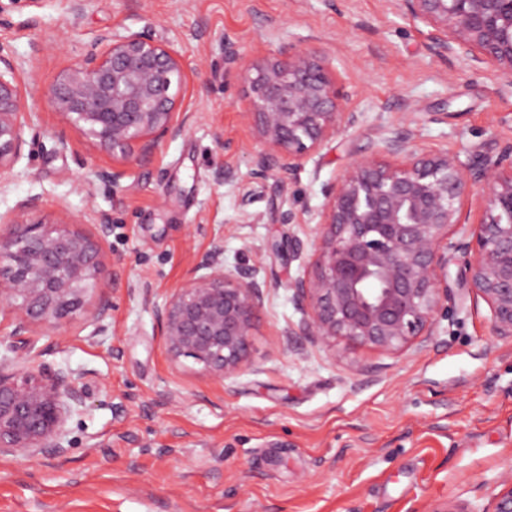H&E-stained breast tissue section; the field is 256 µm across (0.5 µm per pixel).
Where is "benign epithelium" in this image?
<instances>
[{
  "label": "benign epithelium",
  "mask_w": 512,
  "mask_h": 512,
  "mask_svg": "<svg viewBox=\"0 0 512 512\" xmlns=\"http://www.w3.org/2000/svg\"><path fill=\"white\" fill-rule=\"evenodd\" d=\"M395 6L429 28L437 53L489 65L512 87V0H395ZM20 70L0 48V175L26 145ZM189 71L177 50L143 31L101 33L71 61L52 85L51 100L112 154V166L94 171L96 181L118 186L129 164L187 131L193 112L182 91ZM224 71L247 89L242 118L260 144L255 178L302 169L358 121L315 49L290 48L250 64L229 52ZM412 137L407 129L380 138L324 188L311 269L288 281L307 316L304 335L326 345L341 337L391 354L410 348L448 316L450 266L461 254L469 288L489 307L490 335L512 339V144L471 161L446 150L418 151ZM466 200L484 210L471 229L462 213ZM39 207V198L29 197L0 214V316L11 318L12 336L54 329L83 306L111 232L105 213L97 215L93 234L71 228L70 218L27 221ZM266 287L254 267L226 268L224 245L213 243L184 285L155 307L168 354L193 359L214 379L235 376L250 360ZM111 311L100 297L89 318L92 335L108 331ZM86 401L69 369L48 373L31 360L20 371L0 354V455L66 456L68 423ZM431 512H512V468L489 508L450 499Z\"/></svg>",
  "instance_id": "benign-epithelium-1"
}]
</instances>
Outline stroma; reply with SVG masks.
Here are the masks:
<instances>
[{
  "instance_id": "obj_1",
  "label": "stroma",
  "mask_w": 512,
  "mask_h": 512,
  "mask_svg": "<svg viewBox=\"0 0 512 512\" xmlns=\"http://www.w3.org/2000/svg\"><path fill=\"white\" fill-rule=\"evenodd\" d=\"M128 29L196 66L185 91L195 117L118 188L91 190L112 156L62 119L50 91L97 33ZM295 46L325 56L360 122L294 174L255 179L244 87L224 55L248 62ZM0 47L23 66L31 114L0 213L37 197L35 221L66 210L90 233L96 214L112 220L83 308L46 335L0 324L19 363L68 368L89 394L67 458L0 456V512H428L451 497L481 512L512 461V339L490 336L462 265L450 268L448 318L396 354L305 336L288 281L310 268L324 187L380 135L407 127L415 148L464 157L512 142L500 72L438 57L392 0H95L77 19L44 0L0 15ZM224 167L240 180L217 181ZM218 239L227 268L259 266L269 283L251 360L224 381L172 360L154 315ZM103 292L112 325L94 338L87 319Z\"/></svg>"
}]
</instances>
